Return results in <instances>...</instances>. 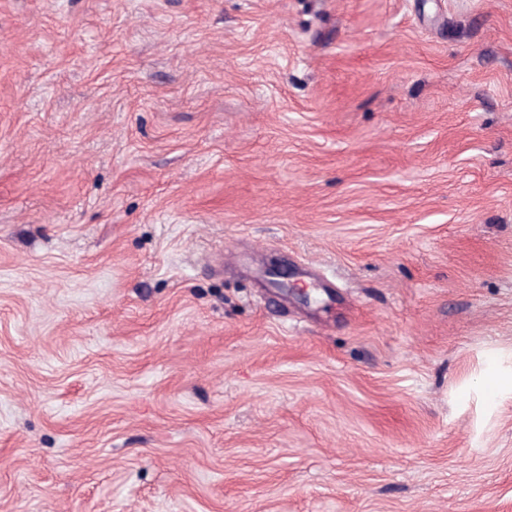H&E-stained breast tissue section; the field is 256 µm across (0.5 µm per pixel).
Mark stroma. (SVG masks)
<instances>
[{"instance_id":"obj_1","label":"stroma","mask_w":512,"mask_h":512,"mask_svg":"<svg viewBox=\"0 0 512 512\" xmlns=\"http://www.w3.org/2000/svg\"><path fill=\"white\" fill-rule=\"evenodd\" d=\"M0 512H512V0H0Z\"/></svg>"}]
</instances>
